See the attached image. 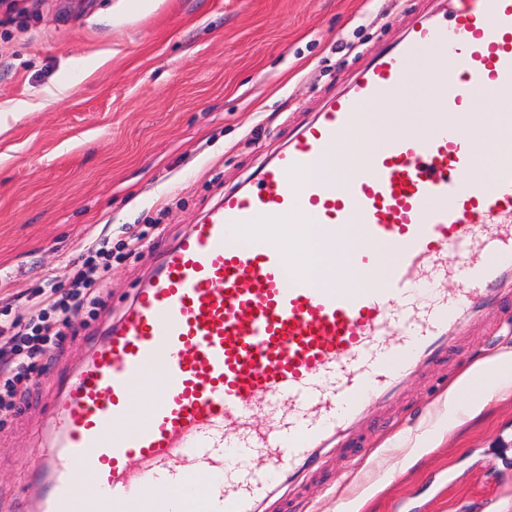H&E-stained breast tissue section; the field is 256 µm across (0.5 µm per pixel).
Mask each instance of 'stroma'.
Segmentation results:
<instances>
[{
  "instance_id": "1",
  "label": "stroma",
  "mask_w": 512,
  "mask_h": 512,
  "mask_svg": "<svg viewBox=\"0 0 512 512\" xmlns=\"http://www.w3.org/2000/svg\"><path fill=\"white\" fill-rule=\"evenodd\" d=\"M445 0H0V321L68 290L81 244L112 267L96 308L73 306L61 344L0 411V512H20L59 388L158 253L254 176L415 12ZM162 232L129 254L125 236ZM512 351L487 308L445 364L409 377L360 444L336 449L297 512H512V396L433 432L459 358Z\"/></svg>"
}]
</instances>
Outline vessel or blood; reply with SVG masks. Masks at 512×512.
Returning a JSON list of instances; mask_svg holds the SVG:
<instances>
[{
    "mask_svg": "<svg viewBox=\"0 0 512 512\" xmlns=\"http://www.w3.org/2000/svg\"><path fill=\"white\" fill-rule=\"evenodd\" d=\"M448 3L372 55L255 186L225 193L163 249L52 405L28 467L33 512H290L326 449L380 418L408 377L512 297V113L471 109L474 94L494 104L512 92V0ZM417 52L441 62L413 76ZM417 80L435 96L421 131L364 112ZM351 132L372 148L340 179L331 162ZM489 136L499 150L486 176ZM353 226L362 245L348 249L341 233ZM314 243L316 266L293 267ZM351 270L381 280L345 286ZM448 277L461 282L451 299L433 288ZM149 375L162 387L136 405ZM259 394L261 428L250 422ZM159 484L169 498L155 496Z\"/></svg>",
    "mask_w": 512,
    "mask_h": 512,
    "instance_id": "vessel-or-blood-1",
    "label": "vessel or blood"
}]
</instances>
